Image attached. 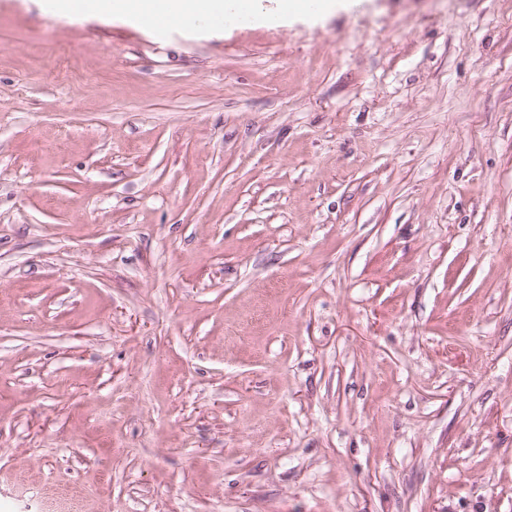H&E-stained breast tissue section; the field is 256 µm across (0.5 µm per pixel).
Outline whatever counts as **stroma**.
<instances>
[{
  "mask_svg": "<svg viewBox=\"0 0 512 512\" xmlns=\"http://www.w3.org/2000/svg\"><path fill=\"white\" fill-rule=\"evenodd\" d=\"M40 3L0 0V512H512V0ZM195 0H90L82 9L68 10L57 2L47 4L50 13L69 20L77 19L87 13L105 15H133L135 10L142 9L156 21H181L194 16L197 26H208L211 15L229 13L235 0H207L206 13L196 14ZM46 512H82L84 494L77 489L53 488L45 493Z\"/></svg>",
  "mask_w": 512,
  "mask_h": 512,
  "instance_id": "obj_1",
  "label": "stroma"
}]
</instances>
